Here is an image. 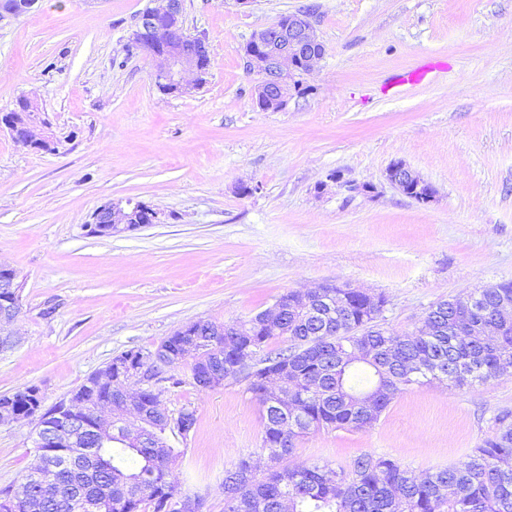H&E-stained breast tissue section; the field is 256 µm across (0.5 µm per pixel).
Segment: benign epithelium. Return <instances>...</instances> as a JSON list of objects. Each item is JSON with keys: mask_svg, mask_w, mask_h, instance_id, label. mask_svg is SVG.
I'll list each match as a JSON object with an SVG mask.
<instances>
[{"mask_svg": "<svg viewBox=\"0 0 512 512\" xmlns=\"http://www.w3.org/2000/svg\"><path fill=\"white\" fill-rule=\"evenodd\" d=\"M157 5L146 7L140 12L135 38L139 44L158 61L153 74L155 83L164 86L169 94H187L204 83V76L211 66V54L208 42L202 37H192L185 33L179 19L183 10V0H156ZM310 10H298L281 16L274 24L256 32L243 47L246 69L258 76L255 102L264 111L279 112L288 105V96L296 84L298 69L303 74L313 73L325 55V47L319 40L311 21ZM0 125L8 129L13 140L32 149L44 145H54L56 140L50 132V125L42 121H33L19 126L3 120ZM387 179L399 191L409 182L419 178L400 162L387 169ZM145 212L148 221L144 225L161 223L160 212L142 201L126 200L125 204L107 203L94 213L99 224H108L113 232H125L130 217ZM17 285V274L10 266L0 263V349L12 348L17 340L11 324L17 319L14 314L10 292ZM333 291L329 288L318 289L305 296L290 294L291 306L298 310L306 304L315 308L331 306ZM140 364L117 361L114 368L123 372L126 379H145L168 367L167 350L159 347L153 352L138 354ZM209 389L220 388L224 383L241 380V374L225 372L219 368L211 369L205 376ZM64 414L54 427L53 440L63 439L72 448L69 458L76 453L73 449L81 447L87 436L96 441H112V431L117 429L119 421L115 419L112 408H98L94 411L92 423L84 420L82 404L68 396L63 399Z\"/></svg>", "mask_w": 512, "mask_h": 512, "instance_id": "1", "label": "benign epithelium"}]
</instances>
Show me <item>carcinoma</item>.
Returning <instances> with one entry per match:
<instances>
[{"instance_id":"cac0c4a2","label":"carcinoma","mask_w":512,"mask_h":512,"mask_svg":"<svg viewBox=\"0 0 512 512\" xmlns=\"http://www.w3.org/2000/svg\"><path fill=\"white\" fill-rule=\"evenodd\" d=\"M504 300L512 303V281L440 301L431 310L436 323L407 335L377 323L386 303L381 295L332 299L340 319L334 332L316 314L302 311L288 313L279 335L263 326L259 313L241 322L239 336L224 335L222 324L193 322L162 340L171 355L170 375L145 384L139 406L155 403L162 394L157 383L181 384L174 372L184 367L196 381L212 368L236 372L251 354L253 370L244 380L261 406V448L270 466L261 480L245 458L224 471V512H512V423L506 415L495 419L493 433L461 467L415 475L373 454L356 457L347 471L282 465L295 447L282 439L287 426L297 439L320 429L366 430L396 395L424 379L461 387L496 376L501 361H512V321L494 336L479 335V323L484 309H496ZM190 338L194 352L181 361L178 355ZM276 340L285 347L267 350ZM283 371L292 376L285 397L268 406L265 379ZM124 383L115 371L107 382L92 374L75 396L90 413L111 404ZM369 396L371 413L363 406ZM9 402L45 424L58 409L56 404L43 408L23 387L0 396L1 405ZM98 448V461L77 472L57 469L53 457L45 456L54 494L33 503L37 495L27 473L18 484L0 489V512H174L167 506L168 497L178 492L170 463L184 450L169 444L164 428L149 429L139 446L128 443L119 429Z\"/></svg>"}]
</instances>
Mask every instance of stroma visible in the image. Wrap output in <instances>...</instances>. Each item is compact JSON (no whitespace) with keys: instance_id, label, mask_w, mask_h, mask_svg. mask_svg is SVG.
<instances>
[{"instance_id":"stroma-1","label":"stroma","mask_w":512,"mask_h":512,"mask_svg":"<svg viewBox=\"0 0 512 512\" xmlns=\"http://www.w3.org/2000/svg\"><path fill=\"white\" fill-rule=\"evenodd\" d=\"M149 3L37 0L0 23V113L31 96L60 141L47 153L0 130V261L22 285L0 395L34 384L52 405L126 350L198 320L250 319L288 292L384 295L381 324L411 334L438 301L512 281V0H185L211 68L183 95L158 91L156 61L132 42ZM307 7L325 55L286 110L260 111L243 47ZM436 60L447 70L387 92ZM395 162L434 198L391 185ZM127 198L161 223L89 235L97 208ZM177 376L163 406L197 423L175 441L173 474L224 512L225 470L248 455L256 477L267 472L260 407L245 382ZM504 414L512 366L473 387L413 385L371 429L308 434L288 462L458 466ZM36 427L0 426V489L34 465Z\"/></svg>"}]
</instances>
